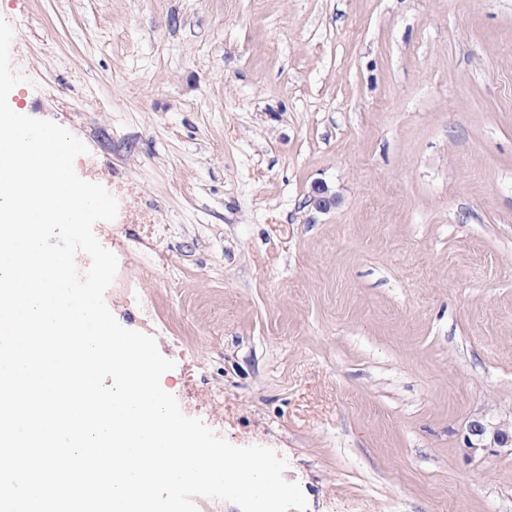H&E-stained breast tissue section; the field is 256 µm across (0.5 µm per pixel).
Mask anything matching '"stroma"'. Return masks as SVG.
<instances>
[{"instance_id": "obj_1", "label": "stroma", "mask_w": 512, "mask_h": 512, "mask_svg": "<svg viewBox=\"0 0 512 512\" xmlns=\"http://www.w3.org/2000/svg\"><path fill=\"white\" fill-rule=\"evenodd\" d=\"M22 114L156 227L104 300L307 512H512V0H0ZM333 200L310 205L313 186ZM464 449L470 455L487 451L489 448L512 447V429L506 422H493L485 418L473 420L465 436Z\"/></svg>"}]
</instances>
